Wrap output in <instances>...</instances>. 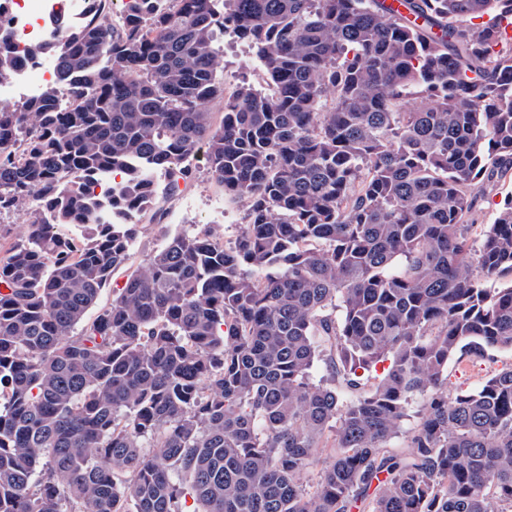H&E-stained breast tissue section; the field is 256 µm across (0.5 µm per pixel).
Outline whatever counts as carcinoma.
I'll use <instances>...</instances> for the list:
<instances>
[{"mask_svg":"<svg viewBox=\"0 0 512 512\" xmlns=\"http://www.w3.org/2000/svg\"><path fill=\"white\" fill-rule=\"evenodd\" d=\"M506 13L128 0L48 29L57 82L0 112V214L38 202L0 259V512H512V364L453 396L447 373L512 351V205L475 240L467 223L471 187L512 169ZM226 36L268 90L224 93ZM201 147L246 224L175 232L97 307L153 174L177 195ZM422 399L420 397H417L412 403L409 405L407 409L406 417L404 418L401 430L403 432L402 435H399L398 437L394 438L390 443V449L395 452L402 451L406 448L405 446V432L412 429L416 423L419 420V416L422 410Z\"/></svg>","mask_w":512,"mask_h":512,"instance_id":"1","label":"carcinoma"}]
</instances>
